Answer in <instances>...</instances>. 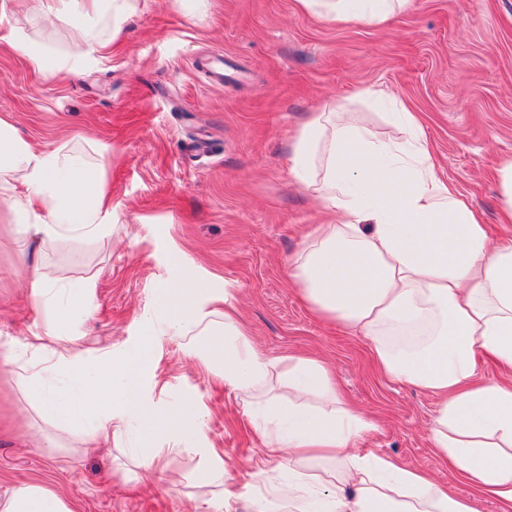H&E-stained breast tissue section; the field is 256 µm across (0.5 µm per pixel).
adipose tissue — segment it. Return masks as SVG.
Listing matches in <instances>:
<instances>
[{
	"instance_id": "1",
	"label": "adipose tissue",
	"mask_w": 512,
	"mask_h": 512,
	"mask_svg": "<svg viewBox=\"0 0 512 512\" xmlns=\"http://www.w3.org/2000/svg\"><path fill=\"white\" fill-rule=\"evenodd\" d=\"M138 0H36L39 16L69 28L72 75L103 55ZM410 0H296L302 11L340 23L382 25ZM106 20L110 38L89 23ZM397 136L377 138L351 113H311L294 137L289 173L311 194L317 225L289 264V277L318 316L368 340L392 379L444 400L428 431L435 450L479 491L512 506V382L475 381L484 352L512 368V240L495 241L471 206L436 171L416 113L395 101ZM65 145L35 147L11 116L0 115V207L39 252L111 238L107 160ZM41 327L29 357L10 372L27 409L42 423L43 447L118 441L128 459L160 464L164 436L179 446L201 434L208 414L191 404L147 400L151 351L139 345L92 356L76 324L95 294L93 277L71 280L42 262L21 261ZM149 333L181 337L185 351L257 411L272 462L248 512H473L422 471L354 452L372 423L343 405L327 367L301 356L260 354L228 295L182 275L146 315ZM0 512H72L53 489L25 483L0 496Z\"/></svg>"
}]
</instances>
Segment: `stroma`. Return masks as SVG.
<instances>
[{
  "instance_id": "35a3bbf8",
  "label": "stroma",
  "mask_w": 512,
  "mask_h": 512,
  "mask_svg": "<svg viewBox=\"0 0 512 512\" xmlns=\"http://www.w3.org/2000/svg\"><path fill=\"white\" fill-rule=\"evenodd\" d=\"M11 26L67 49L68 30L32 13ZM397 96L419 113L441 176L482 215L490 237L512 239L499 220L498 168L512 156V0H412L393 24L341 25L299 12L295 0H140L135 14L81 77L43 74L0 41V114L38 145L108 143L117 226L111 240L60 247L43 261L77 279L94 273L93 308L81 327L91 355L152 343L155 403L205 409L203 435L163 468L114 474L119 449L49 451L32 440L31 414L0 361V495L43 483L73 512H247L266 442L248 411L180 337H148L146 313L184 267L226 292L258 351L308 354L333 369L342 399L374 425L362 455L420 467L474 512H507L455 476L427 432L440 400L389 379L357 331L317 318L288 279V263L314 224L316 202L290 180L292 138L323 105L356 113L378 135L382 106L361 89ZM26 242L0 214V352L25 354L39 317L16 273ZM222 451L231 497L187 481L196 449Z\"/></svg>"
}]
</instances>
